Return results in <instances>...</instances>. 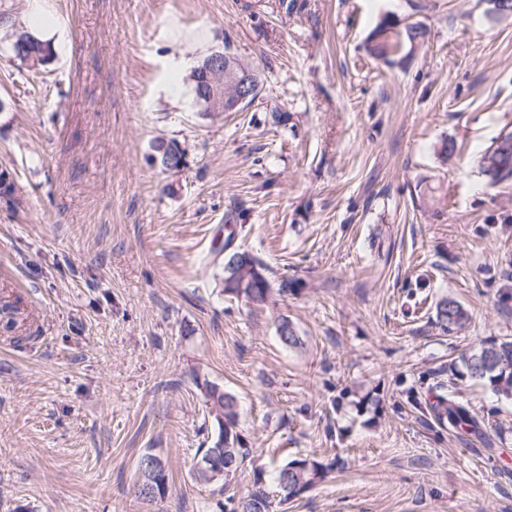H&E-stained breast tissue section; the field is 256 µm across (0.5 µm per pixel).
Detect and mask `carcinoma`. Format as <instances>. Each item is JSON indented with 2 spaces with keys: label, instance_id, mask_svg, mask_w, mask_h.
I'll use <instances>...</instances> for the list:
<instances>
[{
  "label": "carcinoma",
  "instance_id": "obj_1",
  "mask_svg": "<svg viewBox=\"0 0 512 512\" xmlns=\"http://www.w3.org/2000/svg\"><path fill=\"white\" fill-rule=\"evenodd\" d=\"M424 38L422 29L407 26L403 29L382 20L370 33L365 50L371 58L391 62L399 55L406 43ZM10 51L15 58L25 63L31 70H38L46 65L54 54L49 40H43L27 30L15 35L10 43ZM184 152L174 140H158L153 145L150 162L169 170L167 162L178 166ZM479 169L485 181L495 185L512 179V147H502L498 140H493L479 159ZM231 241H226L221 251L224 252L222 268V293L231 299L261 306L265 304L271 289L261 288L256 283L241 284L251 274V269H264V265L247 251H231ZM0 315L5 319L3 329L13 330L20 315V307L15 302L5 301L0 304ZM436 320L443 330L452 332L463 328L470 320L467 309L452 297H445L436 304ZM281 342L290 349H298L304 345L293 324L286 318L281 319L278 326ZM470 380L489 389L491 394L500 401H512V340H500L489 337L479 347L464 353L461 357ZM201 392L209 415L218 424V434L211 445L203 449L197 463L196 478L203 483H211L224 476L226 464H232L230 472L234 473L240 466L245 449L240 443L224 445V424H237V403L235 398L224 392L220 387L205 382L201 384ZM434 413L440 424H448L453 431H466L471 434H482V420L472 412L469 406L457 399L454 394L437 396ZM142 458L150 459V465H137L139 476L134 484L135 496L151 501L163 493L167 484L166 464L157 455L146 453ZM331 470L313 457H299L288 461L276 472V481L283 493V500L288 501L309 491L319 484ZM271 501L261 479L254 481L251 492L237 502L234 512H270Z\"/></svg>",
  "mask_w": 512,
  "mask_h": 512
}]
</instances>
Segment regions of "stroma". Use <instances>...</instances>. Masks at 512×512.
<instances>
[{"mask_svg":"<svg viewBox=\"0 0 512 512\" xmlns=\"http://www.w3.org/2000/svg\"><path fill=\"white\" fill-rule=\"evenodd\" d=\"M46 8L52 62L0 59V298L22 302L0 331V512H232L307 455L332 470L287 512H512V402L459 360L512 339V180L478 169L512 131V18L486 0ZM385 18L426 32L391 64L363 51ZM224 48L259 65L260 98L205 118L174 71ZM158 137L182 171L150 163ZM228 240L292 292L224 297ZM446 296L465 329L437 323ZM205 381L235 397L249 450L226 482L194 476L217 429ZM446 387L483 435L437 423ZM147 452L168 475L149 502L132 493ZM436 320L443 330L453 332L463 328L470 320L467 309L452 297H445L436 304Z\"/></svg>","mask_w":512,"mask_h":512,"instance_id":"35a3bbf8","label":"stroma"}]
</instances>
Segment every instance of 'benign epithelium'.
<instances>
[{
	"label": "benign epithelium",
	"mask_w": 512,
	"mask_h": 512,
	"mask_svg": "<svg viewBox=\"0 0 512 512\" xmlns=\"http://www.w3.org/2000/svg\"><path fill=\"white\" fill-rule=\"evenodd\" d=\"M211 87L206 107L211 112H238L247 104L260 85L258 72L240 68L230 55L214 52L203 66Z\"/></svg>",
	"instance_id": "obj_1"
}]
</instances>
